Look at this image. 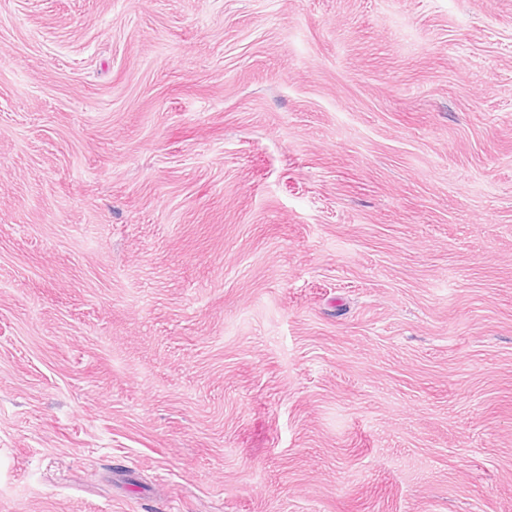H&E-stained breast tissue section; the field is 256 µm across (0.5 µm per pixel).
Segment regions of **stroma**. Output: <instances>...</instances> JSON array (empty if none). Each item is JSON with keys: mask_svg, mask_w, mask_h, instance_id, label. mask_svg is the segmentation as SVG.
Returning a JSON list of instances; mask_svg holds the SVG:
<instances>
[{"mask_svg": "<svg viewBox=\"0 0 512 512\" xmlns=\"http://www.w3.org/2000/svg\"><path fill=\"white\" fill-rule=\"evenodd\" d=\"M0 512H512V0H0Z\"/></svg>", "mask_w": 512, "mask_h": 512, "instance_id": "1", "label": "stroma"}]
</instances>
